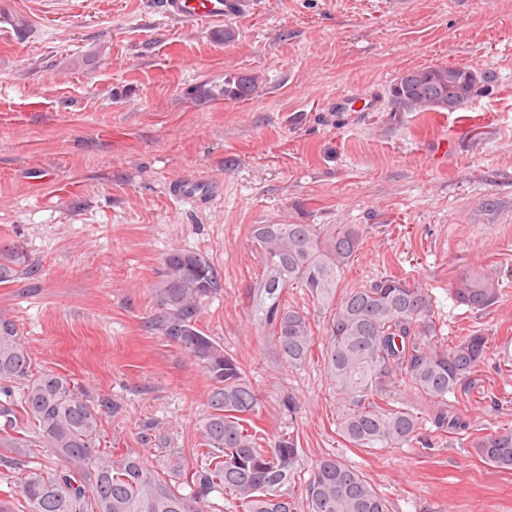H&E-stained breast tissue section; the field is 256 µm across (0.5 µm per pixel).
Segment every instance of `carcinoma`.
Here are the masks:
<instances>
[{
  "instance_id": "carcinoma-1",
  "label": "carcinoma",
  "mask_w": 512,
  "mask_h": 512,
  "mask_svg": "<svg viewBox=\"0 0 512 512\" xmlns=\"http://www.w3.org/2000/svg\"><path fill=\"white\" fill-rule=\"evenodd\" d=\"M493 76L455 64L408 70L389 88L390 110L455 112ZM255 75H224L226 101L250 99ZM251 242L262 273L248 289L252 313L277 358L304 365L321 346L327 379L336 391V433L357 448L432 447L436 433L460 435L484 462L512 471V426L473 432L448 404L490 352L478 330L446 340L432 314V296L418 280L383 276L337 293L341 276L360 250L354 224H254ZM27 254L0 243V285L33 273ZM455 300L471 309L494 306L504 288L496 273L461 268L450 282ZM222 288L200 252L175 249L152 283L158 310L153 327L194 358L210 381L209 411L200 423L193 464L176 454L161 470L132 449L98 446L101 416L113 408L90 402L69 378L33 373L15 323L0 317V464L13 467L31 448H49L65 465L32 468L17 485L24 512H209L226 496L235 512H389V502L358 470L324 456L295 495L302 454L290 432L269 441L254 418L260 399L240 362L198 326L202 302ZM301 288L331 309L318 341L306 312L288 302Z\"/></svg>"
}]
</instances>
